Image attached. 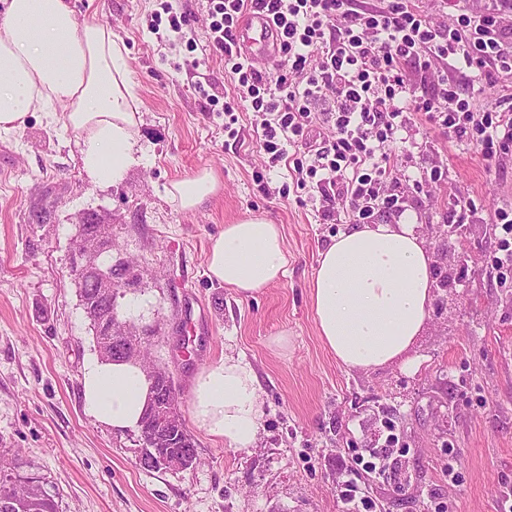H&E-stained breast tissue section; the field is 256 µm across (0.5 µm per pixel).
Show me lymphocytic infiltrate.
<instances>
[{
  "label": "lymphocytic infiltrate",
  "instance_id": "lymphocytic-infiltrate-1",
  "mask_svg": "<svg viewBox=\"0 0 512 512\" xmlns=\"http://www.w3.org/2000/svg\"><path fill=\"white\" fill-rule=\"evenodd\" d=\"M248 9L272 21L279 72L258 68L237 47ZM207 12L209 50L223 58L233 89L226 116L241 105L252 112L270 163L292 161V178L308 198H340L363 219L395 207L390 184L414 112L486 158L512 143V103L492 113L472 110L457 103L447 78L426 97L409 90L410 69L438 63L487 78L511 73L512 27L501 19L512 0H488L458 29L431 24L409 0H393L385 12L356 9L352 0H207ZM323 127L331 136L320 141Z\"/></svg>",
  "mask_w": 512,
  "mask_h": 512
}]
</instances>
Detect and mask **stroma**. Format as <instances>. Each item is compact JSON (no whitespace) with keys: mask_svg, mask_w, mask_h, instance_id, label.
I'll use <instances>...</instances> for the list:
<instances>
[{"mask_svg":"<svg viewBox=\"0 0 512 512\" xmlns=\"http://www.w3.org/2000/svg\"><path fill=\"white\" fill-rule=\"evenodd\" d=\"M158 3L75 0L79 19L111 24L129 51L145 160L123 182L87 175L62 112L0 132V456L59 490V512H344L345 469L382 512H498L512 490V271L498 267L512 152L484 159L413 115L415 146L395 172L401 210H377L371 221L419 224L450 282L436 291L417 368L346 370L318 338L309 284L320 249L353 224L351 209L321 198L300 204L287 167L269 168L252 113L238 110V135L228 137L229 86L223 60L206 49L204 0H176L188 19L178 32L153 28ZM414 4L451 26L486 6ZM456 80L480 111L512 94V75ZM434 168L443 182H430ZM206 169L220 181L217 196L181 209L167 188ZM461 200L473 206L469 219ZM94 216L111 223L112 264L126 270L116 318L172 375L182 413L202 366L226 354L251 363L266 411L256 447L225 448L190 421L198 464L147 471L137 431L85 412L82 368L97 350L68 258L79 220ZM253 216L281 225L288 273L246 298L209 278L206 255L225 225ZM283 334L287 346H275ZM372 453L391 469L363 468L360 457Z\"/></svg>","mask_w":512,"mask_h":512,"instance_id":"1","label":"stroma"}]
</instances>
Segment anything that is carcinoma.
Returning <instances> with one entry per match:
<instances>
[{"label":"carcinoma","instance_id":"cac0c4a2","mask_svg":"<svg viewBox=\"0 0 512 512\" xmlns=\"http://www.w3.org/2000/svg\"><path fill=\"white\" fill-rule=\"evenodd\" d=\"M80 305L88 318L93 333L95 348L101 358L114 361L112 356L113 337L99 329V320L112 313L110 298L102 293L98 268L91 267L76 281ZM129 358L138 360L145 370L153 371L151 376V396L140 420L138 432L155 440V446L162 452L182 459L184 468L197 464L196 441L187 430L183 416L176 413L165 422H158L154 406L170 399L173 382L170 376L154 367L148 360V353L133 349ZM29 477L32 483L25 486L26 497L19 504L6 508L4 504L15 498V481ZM0 512H59L57 494L47 488L45 478L24 470L22 463L13 460L9 463L0 459Z\"/></svg>","mask_w":512,"mask_h":512}]
</instances>
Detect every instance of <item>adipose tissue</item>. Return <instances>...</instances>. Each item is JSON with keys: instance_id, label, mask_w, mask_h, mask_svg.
Returning <instances> with one entry per match:
<instances>
[{"instance_id": "obj_1", "label": "adipose tissue", "mask_w": 512, "mask_h": 512, "mask_svg": "<svg viewBox=\"0 0 512 512\" xmlns=\"http://www.w3.org/2000/svg\"><path fill=\"white\" fill-rule=\"evenodd\" d=\"M0 1V131L64 104L63 123L80 141L84 169L96 182H120L145 157L123 38L106 22H79L72 0ZM218 190L216 175L205 170L173 182L168 194L195 210ZM435 263L426 237L404 218L350 225L319 251L309 298L317 335L340 366L370 372L418 365L414 350L430 321ZM287 264L281 227L256 216L212 238L207 273L250 296L281 281ZM81 382L91 417L115 430L137 428L150 392L138 363L91 358ZM190 413L226 448L255 447L265 410L250 364L227 355L201 367Z\"/></svg>"}]
</instances>
